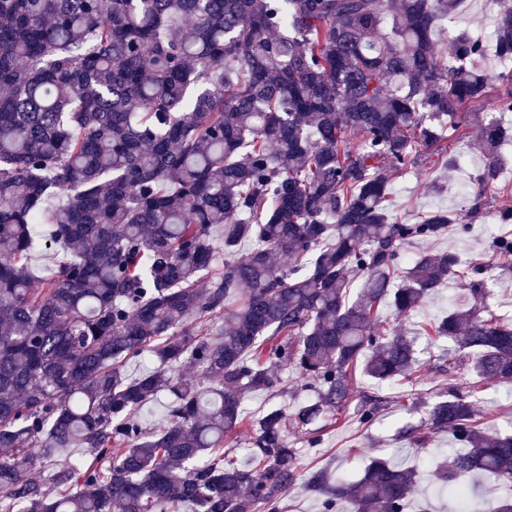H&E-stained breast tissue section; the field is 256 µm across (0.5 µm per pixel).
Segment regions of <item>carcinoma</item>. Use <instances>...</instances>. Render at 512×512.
Wrapping results in <instances>:
<instances>
[{
	"instance_id": "1",
	"label": "carcinoma",
	"mask_w": 512,
	"mask_h": 512,
	"mask_svg": "<svg viewBox=\"0 0 512 512\" xmlns=\"http://www.w3.org/2000/svg\"><path fill=\"white\" fill-rule=\"evenodd\" d=\"M459 2L0 0V512H281L297 485L323 512H407L416 468L304 472L288 430L338 419L359 372L417 375L415 339L380 311L410 317L447 281L462 293L419 335L512 382V317L489 310L484 262L404 254L468 224L393 216V179L432 157L455 168L448 142L470 138L477 197L498 189L512 223L497 188L512 70L494 113L465 111L489 94L487 48L512 63V0L489 44L445 30ZM38 250L62 260L37 284ZM492 256L512 269V235ZM284 368L312 396L287 400ZM255 391L281 401L247 417ZM476 392L423 404L402 434L418 453L452 437L437 480L457 512H482L477 473L512 512V429L479 428ZM380 410L366 398L354 418ZM244 428L246 466L224 447Z\"/></svg>"
}]
</instances>
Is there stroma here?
<instances>
[{
    "label": "stroma",
    "mask_w": 512,
    "mask_h": 512,
    "mask_svg": "<svg viewBox=\"0 0 512 512\" xmlns=\"http://www.w3.org/2000/svg\"><path fill=\"white\" fill-rule=\"evenodd\" d=\"M459 170H446L427 163L420 170L398 179L392 186L394 212L398 217L413 221L426 211L443 208L459 213L475 211L472 231L462 237L447 233L443 237L406 246L407 254L419 251L461 252L463 260H470L487 254L494 234H512V224L496 222L495 207L479 203L475 190L459 194ZM419 358L427 376L423 381L402 380L383 386L375 385L368 379L359 380L354 401H361L364 395L381 397L384 406L380 416L371 427L359 426L347 419L338 426H326L321 430V444L316 451L302 455L301 467L309 470L327 467L347 478L361 477L372 459H393L403 466H411L415 455L401 430L409 424L418 423L425 415L424 402L436 399L448 387L469 389L478 386L477 406L480 421L488 432L512 427V383L488 382L476 384L467 366L456 364L451 376L433 374L432 368L440 359L452 358L453 345L449 342L428 344L426 339L417 341Z\"/></svg>",
    "instance_id": "stroma-1"
}]
</instances>
